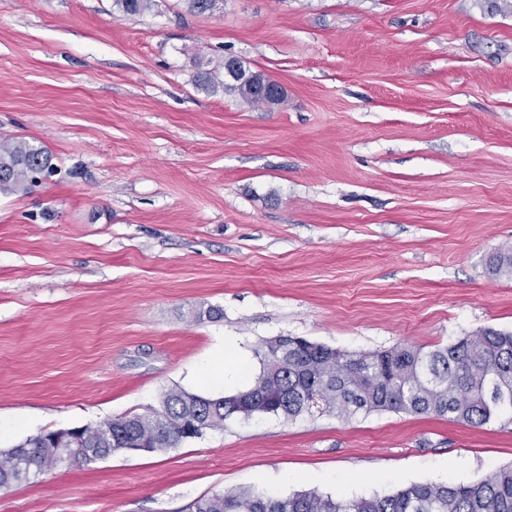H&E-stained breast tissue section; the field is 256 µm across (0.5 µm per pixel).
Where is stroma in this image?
<instances>
[{
  "instance_id": "obj_1",
  "label": "stroma",
  "mask_w": 512,
  "mask_h": 512,
  "mask_svg": "<svg viewBox=\"0 0 512 512\" xmlns=\"http://www.w3.org/2000/svg\"><path fill=\"white\" fill-rule=\"evenodd\" d=\"M239 58L283 105L197 88ZM58 172L0 195V452L245 389L264 340L350 352L512 331V14L480 0H0V136ZM216 307L217 320H195ZM234 359L238 380L212 366ZM512 423L256 415L166 452L0 491V512H188L257 488L345 498L472 483ZM487 272L494 278H512V248H504L491 256Z\"/></svg>"
}]
</instances>
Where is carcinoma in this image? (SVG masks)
<instances>
[{
    "label": "carcinoma",
    "instance_id": "1",
    "mask_svg": "<svg viewBox=\"0 0 512 512\" xmlns=\"http://www.w3.org/2000/svg\"><path fill=\"white\" fill-rule=\"evenodd\" d=\"M155 0H113L126 15H141ZM224 61L197 65L194 82L250 105L262 99L219 80ZM285 102L281 92L265 104ZM56 172L44 146L16 138H0V195L26 192ZM487 272L512 278V248L491 256ZM262 370L247 391L266 414L294 419L316 409L352 418L359 413L397 412L448 417L480 426L509 416L512 421V333L481 330L454 342L421 346L400 344L374 352H349L314 344L301 337L276 336L262 349ZM242 392L203 397L181 389L165 392L161 408L106 420L109 431L97 435L93 453L132 448L146 434L158 431L157 448H175L184 438L222 430L236 416ZM20 455L37 465L33 472L11 456L0 460V490L53 470L52 448L37 435L19 445ZM191 512H512V466H502L471 484L414 483L383 497L342 498L316 491L274 497L257 489L203 496Z\"/></svg>",
    "mask_w": 512,
    "mask_h": 512
}]
</instances>
